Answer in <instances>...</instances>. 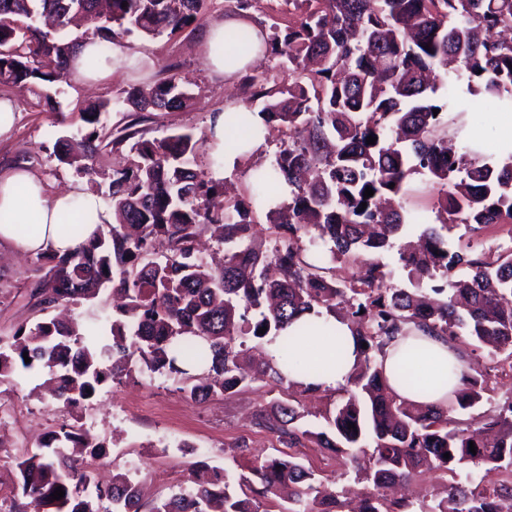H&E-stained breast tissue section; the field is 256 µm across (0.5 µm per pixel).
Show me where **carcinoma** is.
Instances as JSON below:
<instances>
[{"label":"carcinoma","mask_w":512,"mask_h":512,"mask_svg":"<svg viewBox=\"0 0 512 512\" xmlns=\"http://www.w3.org/2000/svg\"><path fill=\"white\" fill-rule=\"evenodd\" d=\"M203 2L0 0V85L52 88L44 105L54 110L84 42L96 43L98 56L108 60L128 35L156 37L189 26ZM294 2L307 5L306 13L283 29L270 27L267 36L256 32L264 52L296 78L277 88L256 76L245 79L250 101H262L258 115L266 130H288V145L274 160L252 167L247 202L225 200L223 183L196 169L205 151L190 134L148 139L134 118L110 140L101 124L109 103L79 108V149L58 140L60 162L91 178L102 149L133 144L113 170L112 223L70 254H38L45 273L33 295L52 306L110 287L123 299L120 317L96 315L87 326L38 322L0 347V376L19 367L47 371L63 412L91 400L107 381L120 384L144 371L184 380L182 390L201 400L266 378L295 388L273 357L255 376L242 373L246 339L276 344L296 370L297 334H286L288 327L304 314L341 307L358 358L344 396L326 416L329 431L300 424L286 401L274 403L257 425L292 447L363 457L358 476L366 486L354 512H414L412 500H392L385 489L412 479L424 464L448 476L447 496L434 512H504L501 502L512 504V401L495 415L457 418L490 400L488 378L466 372L448 407L408 403L394 393L378 358L411 325L450 339L464 334L491 355L512 358V248L460 253L443 234L450 224L477 231L512 223V144L448 149V134L467 129L457 93L484 94L512 111V39L500 37L512 31V0ZM256 33H224L227 67H238L253 51ZM437 70L463 83L449 88L442 104L431 80ZM193 99L167 77L130 88L124 102L137 112H168ZM232 127L226 152L244 148L247 114ZM371 135L373 145L366 143ZM414 175L438 187L439 224L418 234L401 203ZM280 181L288 185V202L272 209L279 241L267 255L252 241V207L266 203ZM368 187L374 194L366 199ZM305 236L327 245L331 264L367 256L359 275L340 279L332 268L309 263L300 245ZM393 247L409 288L387 287V273L372 259ZM70 446L89 449L92 458L103 453L102 445L63 423L17 464V494L37 498L51 512H139L138 484L127 473L94 483L84 463L66 453ZM200 472L207 478L157 501L150 512H260L257 497L285 486L292 492L281 512H347L341 492L289 458L253 467L259 491L198 463ZM59 487L65 495L54 500Z\"/></svg>","instance_id":"cac0c4a2"}]
</instances>
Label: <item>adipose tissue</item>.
<instances>
[{
    "label": "adipose tissue",
    "mask_w": 512,
    "mask_h": 512,
    "mask_svg": "<svg viewBox=\"0 0 512 512\" xmlns=\"http://www.w3.org/2000/svg\"><path fill=\"white\" fill-rule=\"evenodd\" d=\"M241 14H229L208 22L201 51L210 71L219 76H233L218 48L224 42V32L246 26ZM82 217L86 233H93L100 224L112 221V213L93 194L74 189L48 193L42 180L29 170L14 169L0 175V244L10 246L21 254L53 252L59 255L75 250L80 241L64 234L59 228L65 213ZM334 335L313 332L300 336L295 354L300 358L316 357L325 363L326 371L307 375L294 372V381L311 384L323 391L336 390L347 383L356 361L355 345L350 340L346 323L335 322ZM346 339L344 346H336L335 336ZM383 369L387 376L407 370L422 376L428 383L425 391H415L394 384L395 393L412 403L447 405L450 393L461 381L465 365L447 341L418 331L398 337L386 349Z\"/></svg>",
    "instance_id": "1"
}]
</instances>
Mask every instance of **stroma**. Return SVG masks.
Returning <instances> with one entry per match:
<instances>
[{"mask_svg":"<svg viewBox=\"0 0 512 512\" xmlns=\"http://www.w3.org/2000/svg\"><path fill=\"white\" fill-rule=\"evenodd\" d=\"M225 5V0H205L199 21L177 34L150 40L128 38L134 67L113 66L111 75L94 86L67 82L58 97L59 111L44 107L32 88L0 86V97H13L19 108L13 134L0 139V173L23 164L49 192L78 187L105 196L107 183H90L56 158V141L78 135L80 130L79 123L68 120L67 115L88 102L113 100L131 87L163 78L171 64L176 67L177 80L195 94V103L175 112L144 113L141 127L149 138L187 132L205 140L213 110L231 102L242 106L249 103V92L241 79L227 81L212 74L198 55L206 22L223 17ZM287 140V134L273 132L251 163H240L232 170L213 167L209 173L226 181L230 193H246L250 164H269ZM448 242L452 249L461 251L470 246L486 251L512 247V224H492L476 233L461 224L449 231ZM38 267L35 256H19L0 245V339L12 336L19 327H30L56 315V308L41 309L30 295L31 284L39 276ZM469 362L475 370L489 369L495 402L512 400V361L507 356H500L497 371L492 370L494 362L483 349H475ZM42 380V375L28 376L20 369L11 377H0V422L8 427L6 438L0 441V483L7 486L16 482V459L35 452L44 434L63 422L89 427L96 441L105 446L106 456L96 461L97 480L109 482L119 470L133 474L140 488L142 512H149L155 500L178 486L189 485L193 478L190 465L199 461L247 477L260 459L292 457L336 487L354 484L334 454L289 447L286 439L256 425V415L287 399L286 387L256 381L231 395L195 401L182 391L179 380L143 373L130 381L101 386L92 400L65 414L55 399L37 391Z\"/></svg>","mask_w":512,"mask_h":512,"instance_id":"stroma-1","label":"stroma"}]
</instances>
